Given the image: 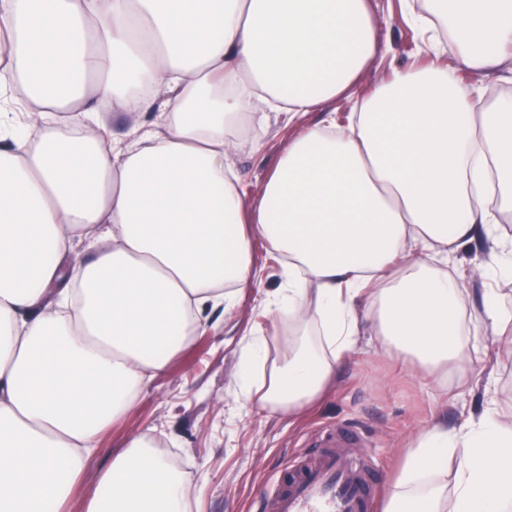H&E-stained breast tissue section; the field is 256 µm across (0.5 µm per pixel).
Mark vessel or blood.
Returning <instances> with one entry per match:
<instances>
[{"label":"vessel or blood","instance_id":"b4317fda","mask_svg":"<svg viewBox=\"0 0 512 512\" xmlns=\"http://www.w3.org/2000/svg\"><path fill=\"white\" fill-rule=\"evenodd\" d=\"M363 440L360 428L343 422L317 433L315 453L297 464L258 512H371L372 468L350 453Z\"/></svg>","mask_w":512,"mask_h":512}]
</instances>
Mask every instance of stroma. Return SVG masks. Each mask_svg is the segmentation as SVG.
<instances>
[{
  "label": "stroma",
  "instance_id": "obj_1",
  "mask_svg": "<svg viewBox=\"0 0 512 512\" xmlns=\"http://www.w3.org/2000/svg\"><path fill=\"white\" fill-rule=\"evenodd\" d=\"M372 9L387 53L361 76L355 90L359 98L394 68L425 54L424 45L402 18L400 0H372ZM319 118V113L307 112L288 125L273 121L262 156L239 152L237 169L247 196L259 193L289 137ZM490 255V243L479 239L445 267L457 281L465 309L480 306L490 288L512 310V277L489 279ZM254 258L263 268L261 283L245 289L231 312H215L212 327L176 355L152 381L148 396L105 433L100 451L75 488L69 512H80L86 488L113 449L125 437L150 427L157 430L160 450L196 477L188 491L192 512H253L257 501L287 477L290 462L312 453L314 435L322 427L349 422L362 429L364 442L357 453L377 471V497L382 500L408 443L434 416H443L453 427L480 416L492 401L500 414L512 416V331L471 339L463 384L452 375L447 387H439L422 377L408 358L388 351L375 338L361 341L336 388L301 417L288 420L256 407H239L233 389L239 339L260 324L271 338V350L277 351L285 334L270 325L259 308L263 296L282 286L280 262L259 241Z\"/></svg>",
  "mask_w": 512,
  "mask_h": 512
}]
</instances>
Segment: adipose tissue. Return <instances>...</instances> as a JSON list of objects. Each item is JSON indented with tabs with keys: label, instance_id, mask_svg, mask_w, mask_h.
I'll use <instances>...</instances> for the list:
<instances>
[{
	"label": "adipose tissue",
	"instance_id": "ef3b65f1",
	"mask_svg": "<svg viewBox=\"0 0 512 512\" xmlns=\"http://www.w3.org/2000/svg\"><path fill=\"white\" fill-rule=\"evenodd\" d=\"M430 63L393 71L336 122L385 46L371 0H0V512H62L102 432L218 309L282 265L264 299L287 329L238 341L237 397L295 418L377 336L442 385L471 337L450 260L479 238L512 276V0H401ZM137 115L125 141L108 115ZM317 112L245 198L240 147L272 116ZM192 474L150 432L126 438L83 512H189ZM382 512H512V420L486 409L412 439Z\"/></svg>",
	"mask_w": 512,
	"mask_h": 512
}]
</instances>
